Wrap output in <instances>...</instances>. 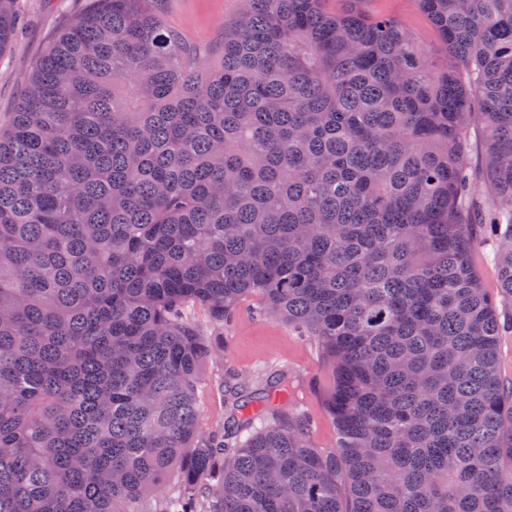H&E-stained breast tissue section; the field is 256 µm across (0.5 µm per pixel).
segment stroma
I'll return each mask as SVG.
<instances>
[{
	"label": "stroma",
	"instance_id": "35a3bbf8",
	"mask_svg": "<svg viewBox=\"0 0 512 512\" xmlns=\"http://www.w3.org/2000/svg\"><path fill=\"white\" fill-rule=\"evenodd\" d=\"M88 4L89 0H18L19 28L11 48L0 54V122L14 111L28 74L48 44ZM238 7V0H168L166 17L187 39L208 47L220 38L225 18L235 15ZM190 318L222 350L217 362L203 371L199 401L203 428L222 425L230 413L222 395L211 390L220 377L240 375L258 393L272 376L284 371L288 396L281 403L283 410L310 416V438L317 447L335 444L336 429L323 404L334 382L333 373L313 341L255 308L240 310L221 326L199 310L192 311Z\"/></svg>",
	"mask_w": 512,
	"mask_h": 512
}]
</instances>
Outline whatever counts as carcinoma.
Instances as JSON below:
<instances>
[{"instance_id":"cac0c4a2","label":"carcinoma","mask_w":512,"mask_h":512,"mask_svg":"<svg viewBox=\"0 0 512 512\" xmlns=\"http://www.w3.org/2000/svg\"><path fill=\"white\" fill-rule=\"evenodd\" d=\"M163 0H93L0 126V512H512V0H238L214 57ZM0 0V53L16 32ZM485 130L492 193L469 194ZM255 299L318 344L336 444L223 382ZM368 7L372 11H387L405 18L422 42L433 41L434 33L418 14L414 0H371ZM471 140L473 149L471 153V163L474 171L477 174V180L473 182V192L480 200H489V190L486 184L480 179L481 170V152L484 145V135L480 126H476L471 133ZM471 256L475 267L481 274L484 288L492 297L498 296L496 279V246L493 239L477 228L476 239L472 245Z\"/></svg>"}]
</instances>
